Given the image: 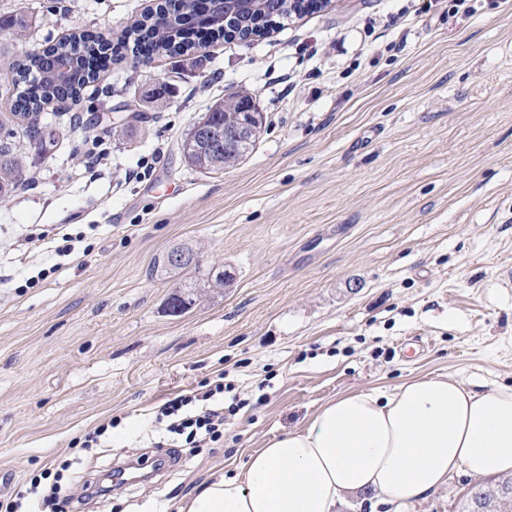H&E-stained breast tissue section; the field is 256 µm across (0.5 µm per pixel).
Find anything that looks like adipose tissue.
Segmentation results:
<instances>
[{"label":"adipose tissue","instance_id":"adipose-tissue-1","mask_svg":"<svg viewBox=\"0 0 512 512\" xmlns=\"http://www.w3.org/2000/svg\"><path fill=\"white\" fill-rule=\"evenodd\" d=\"M461 471L512 474V386L482 392L425 377L340 395L251 454L237 475H213L180 512H336L367 490L403 512Z\"/></svg>","mask_w":512,"mask_h":512}]
</instances>
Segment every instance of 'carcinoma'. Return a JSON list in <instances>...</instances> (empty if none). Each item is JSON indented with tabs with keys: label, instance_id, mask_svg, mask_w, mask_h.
Listing matches in <instances>:
<instances>
[{
	"label": "carcinoma",
	"instance_id": "cac0c4a2",
	"mask_svg": "<svg viewBox=\"0 0 512 512\" xmlns=\"http://www.w3.org/2000/svg\"><path fill=\"white\" fill-rule=\"evenodd\" d=\"M288 17V10L272 15L261 11L249 14L232 24L224 23V16L215 12L208 0H163L157 9L135 19L123 40L136 45H147L148 56H190L198 49L196 41H177L178 35L191 26L209 27L213 38L225 37V30H232L238 37L259 36L261 31ZM31 27L27 15L18 12L0 17V32L19 34ZM97 36L87 32H75L47 49L28 54L13 64L11 115L27 123L30 132L36 134L35 143L43 149L54 141L50 131L40 127L42 112L61 100L77 102L83 90L99 79V72L86 68L85 62L92 55L91 43ZM69 65V75L58 80L51 74L50 62ZM244 117L242 112H226L217 107L206 113L205 118L221 132ZM182 154L192 165L207 171L221 170L234 165L244 156L241 147L203 150L195 140V130H190L181 143ZM22 162L14 154L11 144L0 139V195L6 196L21 182ZM466 512H512V476H505L494 483L478 485L471 495Z\"/></svg>",
	"mask_w": 512,
	"mask_h": 512
}]
</instances>
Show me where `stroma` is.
<instances>
[{"mask_svg":"<svg viewBox=\"0 0 512 512\" xmlns=\"http://www.w3.org/2000/svg\"><path fill=\"white\" fill-rule=\"evenodd\" d=\"M148 4L0 0V15L33 17L20 38L0 33V93L8 61L79 27L117 39ZM475 7L332 0L251 41L112 64L75 109L43 112L47 150L14 127L25 182L0 199V497L54 459L94 488L154 461L157 407L223 371L250 401L223 443L82 512H179L348 392L448 374L512 385V0ZM238 91L266 117L258 139L233 167H190L182 140ZM64 232L77 252L62 257ZM181 245L196 265L157 267ZM215 269L230 286L206 287ZM184 285L196 301L172 315ZM477 484L456 475L405 512H463Z\"/></svg>","mask_w":512,"mask_h":512,"instance_id":"obj_1","label":"stroma"}]
</instances>
